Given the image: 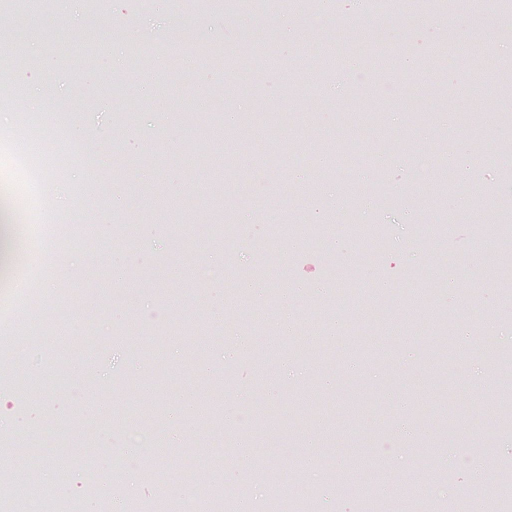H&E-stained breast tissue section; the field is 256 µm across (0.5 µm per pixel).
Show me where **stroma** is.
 <instances>
[{
	"label": "stroma",
	"instance_id": "obj_1",
	"mask_svg": "<svg viewBox=\"0 0 512 512\" xmlns=\"http://www.w3.org/2000/svg\"><path fill=\"white\" fill-rule=\"evenodd\" d=\"M183 0H105L87 18L83 0L0 17V98L43 61L36 121L68 148L49 176L53 196L19 161L28 116L0 111V191L23 224L17 275L51 281L55 297L22 325L0 357V413L18 423L0 436V484L15 482L26 450L49 447L37 473L58 512H128L159 497L183 501L195 479L245 490L263 512L272 487L284 500L314 491L320 512H360L337 471L368 481L378 497L413 498L415 512H448L462 495L512 512L503 494L512 461V0H469L454 16L400 0L391 18L358 15L356 0L327 12L274 0L265 14L189 13ZM144 28L119 41L125 21ZM484 45L496 66L438 65L447 29ZM275 41L274 58L257 46ZM215 49L225 64L200 57ZM177 60L171 81L157 58ZM420 67L408 77L407 62ZM258 130L229 134L224 115ZM471 162L468 191L438 208L413 180L417 154L449 142ZM315 154L309 187L293 157ZM96 159L86 183L74 174ZM171 205L152 219L157 198ZM236 228L228 253L225 225ZM376 228L365 251L359 231ZM468 270L449 282L430 240ZM223 266V281L196 278ZM266 294L248 325L238 289L256 268ZM296 324L277 323L292 284ZM202 298L197 312L187 292ZM251 338L255 359L224 362V345ZM262 390L263 406L254 392ZM244 408L248 422L228 425ZM169 437L164 457L128 454L144 410ZM242 467L212 466L231 434ZM488 450V481L446 464ZM383 467L358 471V459ZM157 480H143L145 469ZM119 479L108 499L98 479Z\"/></svg>",
	"mask_w": 512,
	"mask_h": 512
}]
</instances>
